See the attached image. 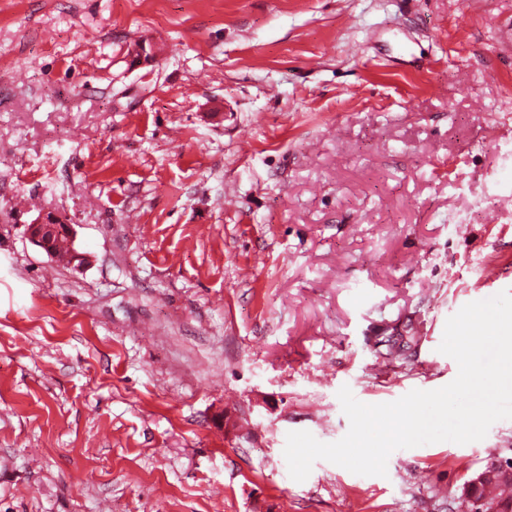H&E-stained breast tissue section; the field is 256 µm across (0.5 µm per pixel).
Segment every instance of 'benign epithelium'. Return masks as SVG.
Returning a JSON list of instances; mask_svg holds the SVG:
<instances>
[{
	"instance_id": "1",
	"label": "benign epithelium",
	"mask_w": 512,
	"mask_h": 512,
	"mask_svg": "<svg viewBox=\"0 0 512 512\" xmlns=\"http://www.w3.org/2000/svg\"><path fill=\"white\" fill-rule=\"evenodd\" d=\"M25 235L34 246L54 259L61 253L69 261L80 259L73 227L54 212L43 213L26 225ZM493 487H512V457L487 462L463 484L456 501L462 503L465 512H512V497L490 494Z\"/></svg>"
}]
</instances>
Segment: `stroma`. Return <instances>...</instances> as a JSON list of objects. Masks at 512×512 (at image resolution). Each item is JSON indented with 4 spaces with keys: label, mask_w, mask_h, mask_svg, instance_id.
<instances>
[{
    "label": "stroma",
    "mask_w": 512,
    "mask_h": 512,
    "mask_svg": "<svg viewBox=\"0 0 512 512\" xmlns=\"http://www.w3.org/2000/svg\"><path fill=\"white\" fill-rule=\"evenodd\" d=\"M509 20L0 0V512H448L511 458L512 420L383 477L320 460L297 482L283 454L347 433L342 386L449 384L447 319L512 291ZM42 209L82 266L26 239Z\"/></svg>",
    "instance_id": "1"
}]
</instances>
